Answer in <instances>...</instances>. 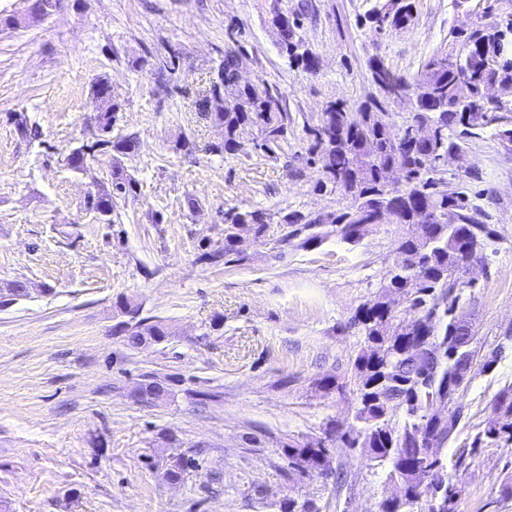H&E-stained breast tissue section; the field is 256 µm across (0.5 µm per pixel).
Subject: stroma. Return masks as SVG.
<instances>
[{"label":"stroma","instance_id":"stroma-1","mask_svg":"<svg viewBox=\"0 0 512 512\" xmlns=\"http://www.w3.org/2000/svg\"><path fill=\"white\" fill-rule=\"evenodd\" d=\"M0 0V289L25 296L0 306V506L8 512H381L395 491L388 466L346 447L356 426L353 361L364 338L352 319L376 302L397 258L400 229L378 225L357 245L329 238L281 243L283 227L245 232L242 265L201 263L224 246V211H330L318 193L307 127L325 104L357 112L379 91L372 55L405 77L448 34L479 16L453 0H415L404 29L363 25L379 0ZM302 9L297 40L317 58L309 74L282 53L274 15ZM241 50V82L283 97L288 142L276 156L244 142L212 152L224 130L199 108L225 50ZM108 81L118 105L112 133L135 135L121 157L136 194L111 221L87 198L112 183L111 154L67 155L95 141L93 93ZM25 117L29 135L16 127ZM188 148H180V141ZM449 189L467 187L497 232L468 277L458 314L484 349L459 404L456 435L435 453L456 471L457 512H512V447L472 448L499 419L512 386V151L490 135L467 142L446 166ZM197 200L188 209L186 197ZM171 327L138 348L115 327L120 304ZM333 378L336 387L321 388ZM168 390L140 402L144 379ZM322 441L326 474L292 469L286 443ZM462 468H455L457 457ZM187 463L182 479L163 473ZM345 482H336L335 473Z\"/></svg>","mask_w":512,"mask_h":512}]
</instances>
